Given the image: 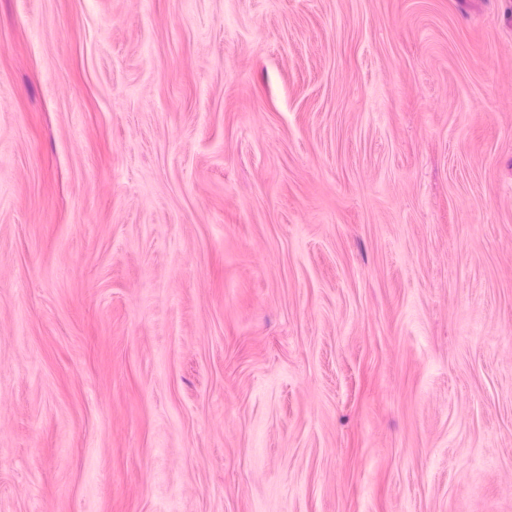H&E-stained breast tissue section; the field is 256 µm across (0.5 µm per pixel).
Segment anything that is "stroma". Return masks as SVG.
Instances as JSON below:
<instances>
[{"label":"stroma","instance_id":"35a3bbf8","mask_svg":"<svg viewBox=\"0 0 512 512\" xmlns=\"http://www.w3.org/2000/svg\"><path fill=\"white\" fill-rule=\"evenodd\" d=\"M0 512H512V0H0Z\"/></svg>","mask_w":512,"mask_h":512}]
</instances>
